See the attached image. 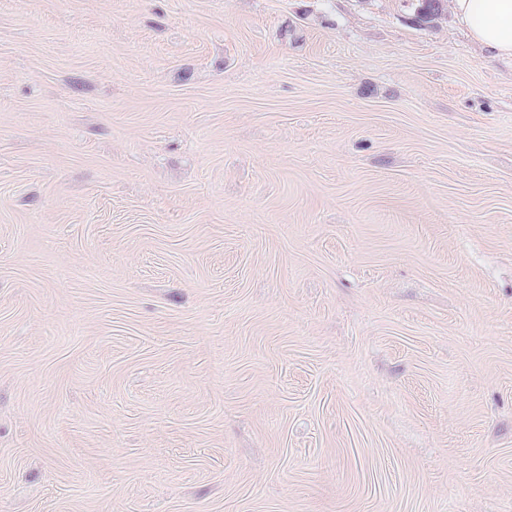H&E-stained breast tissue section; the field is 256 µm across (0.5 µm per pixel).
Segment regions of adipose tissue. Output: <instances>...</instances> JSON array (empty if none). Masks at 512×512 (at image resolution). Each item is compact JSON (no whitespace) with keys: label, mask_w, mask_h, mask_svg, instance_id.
<instances>
[{"label":"adipose tissue","mask_w":512,"mask_h":512,"mask_svg":"<svg viewBox=\"0 0 512 512\" xmlns=\"http://www.w3.org/2000/svg\"><path fill=\"white\" fill-rule=\"evenodd\" d=\"M470 36L496 57L512 58V0H452Z\"/></svg>","instance_id":"obj_1"}]
</instances>
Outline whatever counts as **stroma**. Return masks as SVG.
I'll return each mask as SVG.
<instances>
[{"label": "stroma", "instance_id": "stroma-1", "mask_svg": "<svg viewBox=\"0 0 512 512\" xmlns=\"http://www.w3.org/2000/svg\"><path fill=\"white\" fill-rule=\"evenodd\" d=\"M416 0H0V512H512V59Z\"/></svg>", "mask_w": 512, "mask_h": 512}]
</instances>
